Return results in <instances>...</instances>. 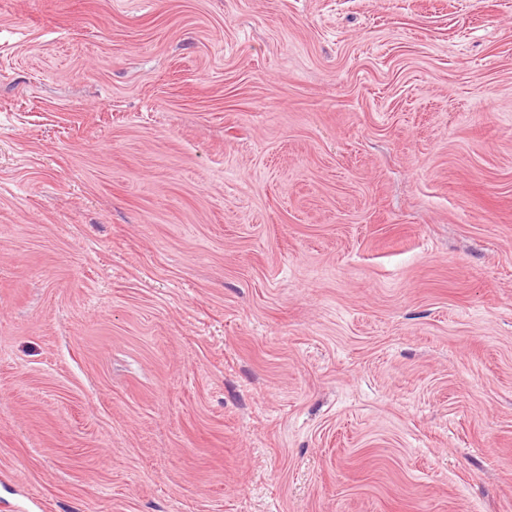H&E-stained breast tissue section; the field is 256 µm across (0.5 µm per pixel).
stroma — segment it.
<instances>
[{
    "label": "stroma",
    "instance_id": "35a3bbf8",
    "mask_svg": "<svg viewBox=\"0 0 512 512\" xmlns=\"http://www.w3.org/2000/svg\"><path fill=\"white\" fill-rule=\"evenodd\" d=\"M0 512H512V0H0Z\"/></svg>",
    "mask_w": 512,
    "mask_h": 512
}]
</instances>
